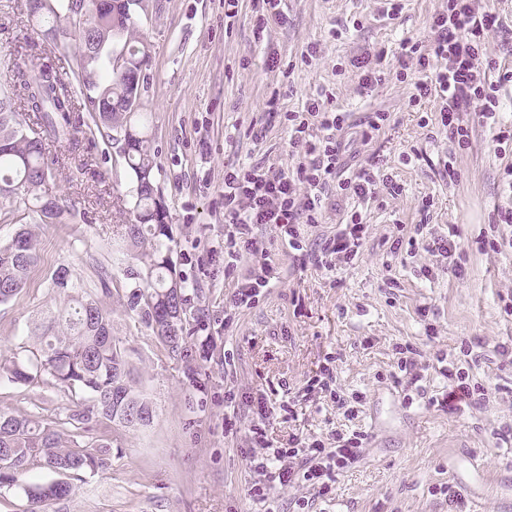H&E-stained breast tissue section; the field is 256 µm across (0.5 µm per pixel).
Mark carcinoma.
<instances>
[{"mask_svg":"<svg viewBox=\"0 0 512 512\" xmlns=\"http://www.w3.org/2000/svg\"><path fill=\"white\" fill-rule=\"evenodd\" d=\"M132 7L131 0H33L29 19L53 51L78 46L74 74L84 107L97 131L119 145L135 192L130 208L134 220L117 226L118 237L133 250L123 272L130 308L169 355L189 359L190 288L176 275L174 239L155 180L148 127L140 107L133 106L149 50L133 36ZM117 47L126 52L125 71L112 63ZM29 116L37 125L31 131L26 129ZM80 127V109L54 57L15 67L10 84L0 91V200L33 203L44 224L75 216V206L48 197L44 188L50 166L64 164L66 156L83 149ZM47 141L64 144L68 155L48 158ZM36 263L30 229L21 228L10 240L0 241L1 304L19 294ZM50 288L65 295L67 304L48 316L38 347L14 358L9 380L32 383L47 377L83 397L66 416L76 429L66 447L57 426L0 409V487L21 488L32 504L30 512H47V506L70 495L73 481L108 466L112 445L107 431L147 428L155 418L97 296L64 266L52 275ZM99 427L105 433L84 440V434ZM34 466L62 478L22 483Z\"/></svg>","mask_w":512,"mask_h":512,"instance_id":"carcinoma-1","label":"carcinoma"}]
</instances>
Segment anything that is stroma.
<instances>
[{"mask_svg":"<svg viewBox=\"0 0 512 512\" xmlns=\"http://www.w3.org/2000/svg\"><path fill=\"white\" fill-rule=\"evenodd\" d=\"M448 0H283L262 37L253 22L265 13L263 0H240L235 14L224 0H145L138 30L149 45L140 110L150 128L157 162L156 181L172 226L178 275L194 287L186 305L192 326L189 345L195 372L155 342L131 311L121 289L129 261L117 225L130 208L126 163L107 137L88 134L87 148L54 168L46 190L59 200L80 202L85 219L39 223L22 205H0V241L24 225L34 226L39 262L23 290L0 305V364L9 363L33 334L41 311L63 307L50 277L61 265L96 289L147 396L156 405L151 427L112 435V459L84 474L75 491L50 512H254L247 495L254 479L242 450L247 428L262 424L269 441L318 437L332 443L337 433L365 432L362 459L336 478L330 499L311 488H276V512H293L298 498L311 499L310 512H448L437 489L452 484L450 457H475L485 475L479 503L462 500L463 512H512V314L503 300L512 296V251L478 252L474 242L492 236L496 213L507 198L502 176L512 150L500 153L495 132L473 129L461 150L438 126L420 125L408 105L409 82L397 79L396 52L402 38H425L426 20ZM342 29L334 37L333 29ZM42 37L28 21L26 0H0V83L14 64H33ZM316 44V60L301 53ZM387 48L386 82L369 96L355 93L353 56ZM275 67H267L268 57ZM351 114L385 111L393 120L371 142L349 143L346 160L363 164L383 151L387 170L402 186L400 195L380 193L363 207L369 226L355 264L334 272L299 268L281 243L272 245L279 279L256 306L231 307L234 278L224 275V168L238 163L285 170L298 158L290 152L288 126L271 118L267 102L298 111L318 89ZM411 154L410 165L400 157ZM459 172L444 174L445 161ZM430 200L429 222L439 232L456 227L466 255L463 279L425 276L433 258L391 256L389 244L408 235ZM411 344L424 371L421 389L407 386L397 367L400 346ZM481 347L482 359L467 361L462 350ZM481 385L479 404L446 413L429 403L448 391L437 357ZM334 358L338 397L323 393L302 399L298 392ZM259 394L288 401L289 408L266 420L241 414L243 433L224 432V393ZM353 402V415L337 398ZM70 393L52 381L21 384L0 378V409L17 415L64 418Z\"/></svg>","mask_w":512,"mask_h":512,"instance_id":"stroma-1","label":"stroma"}]
</instances>
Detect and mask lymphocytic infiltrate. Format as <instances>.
I'll return each instance as SVG.
<instances>
[{
  "mask_svg": "<svg viewBox=\"0 0 512 512\" xmlns=\"http://www.w3.org/2000/svg\"><path fill=\"white\" fill-rule=\"evenodd\" d=\"M428 28V41H402L397 75L411 82L409 106L436 100L439 126L447 131L451 143L465 149L471 144L474 125L496 126L499 86L512 82V69L499 70L497 62L484 54L489 34L503 32L504 27L480 0H448L445 10L429 18ZM494 69L500 72L495 83L489 79ZM467 113L472 114V123L464 122ZM284 118L289 144L301 156L297 166L278 172L258 166L224 169V268L233 270L244 250L260 257L236 282L233 303L238 309L252 308L279 275L276 261L254 233L257 226H268L288 245L294 265L332 272L352 263L363 245L368 226L361 203L381 191L394 196L401 190L379 156L357 169L346 167L350 115L329 105L322 94L310 95L302 110L285 113ZM332 193L355 200L356 206L317 250L305 249L301 227L321 222L324 201ZM392 248L397 253L424 249L436 264H446L449 278L460 279L465 274L466 259L453 235L439 234L428 225H416L413 235L393 240ZM249 433L244 456L254 480L248 495L261 504L262 512H273L271 491L277 487L302 484L320 497L329 496L337 475L358 462L366 443L365 435L355 432L337 436L330 448L317 438H297L289 447L280 448L268 440L261 426H251Z\"/></svg>",
  "mask_w": 512,
  "mask_h": 512,
  "instance_id": "1",
  "label": "lymphocytic infiltrate"
}]
</instances>
